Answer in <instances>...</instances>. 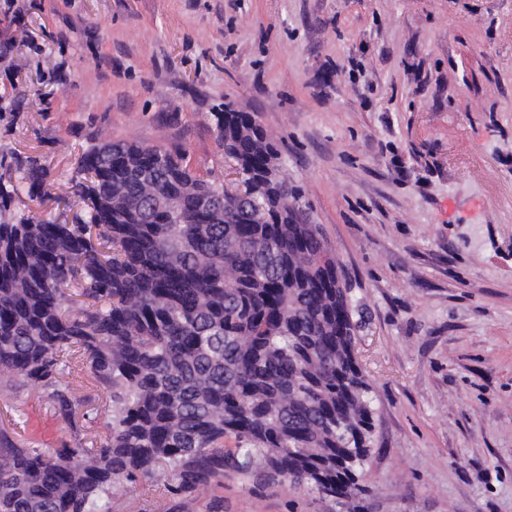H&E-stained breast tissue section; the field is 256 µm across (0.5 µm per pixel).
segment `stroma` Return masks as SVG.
Returning <instances> with one entry per match:
<instances>
[{
    "label": "stroma",
    "mask_w": 512,
    "mask_h": 512,
    "mask_svg": "<svg viewBox=\"0 0 512 512\" xmlns=\"http://www.w3.org/2000/svg\"><path fill=\"white\" fill-rule=\"evenodd\" d=\"M0 155L40 157L72 219L99 140L185 150L227 179L213 115L257 114L364 308L375 430L363 491L321 500L230 477L173 497L142 478L112 512H512V0H0ZM76 432L22 387L0 427Z\"/></svg>",
    "instance_id": "35a3bbf8"
}]
</instances>
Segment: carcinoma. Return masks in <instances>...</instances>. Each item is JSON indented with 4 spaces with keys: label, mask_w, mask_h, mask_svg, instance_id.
I'll return each mask as SVG.
<instances>
[{
    "label": "carcinoma",
    "mask_w": 512,
    "mask_h": 512,
    "mask_svg": "<svg viewBox=\"0 0 512 512\" xmlns=\"http://www.w3.org/2000/svg\"><path fill=\"white\" fill-rule=\"evenodd\" d=\"M214 117L252 187L242 203L181 150L104 140L75 162L85 220L18 218L21 194L51 198L50 169L0 156V393L38 390L74 427L69 376L86 359L104 429L53 449L0 429V512H112L118 483L158 471L182 497L226 477L321 499L363 491L375 409L352 286L336 288L340 263L301 220V188L266 178L241 133L251 115ZM165 198L175 206H155Z\"/></svg>",
    "instance_id": "1"
}]
</instances>
